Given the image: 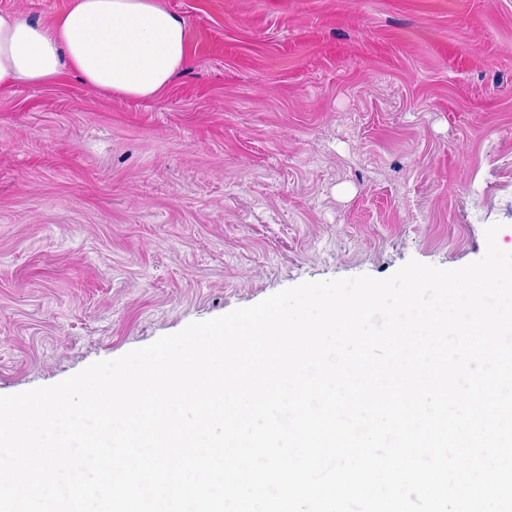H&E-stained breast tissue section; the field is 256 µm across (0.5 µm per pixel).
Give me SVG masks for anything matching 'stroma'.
<instances>
[{
	"mask_svg": "<svg viewBox=\"0 0 512 512\" xmlns=\"http://www.w3.org/2000/svg\"><path fill=\"white\" fill-rule=\"evenodd\" d=\"M149 99L0 93V395L305 281L512 245V0H158Z\"/></svg>",
	"mask_w": 512,
	"mask_h": 512,
	"instance_id": "obj_1",
	"label": "stroma"
}]
</instances>
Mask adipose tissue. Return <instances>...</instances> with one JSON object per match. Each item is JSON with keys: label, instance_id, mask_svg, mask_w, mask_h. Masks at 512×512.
Masks as SVG:
<instances>
[{"label": "adipose tissue", "instance_id": "1", "mask_svg": "<svg viewBox=\"0 0 512 512\" xmlns=\"http://www.w3.org/2000/svg\"><path fill=\"white\" fill-rule=\"evenodd\" d=\"M187 62L184 24L156 0H71L48 23L0 12V91L75 73L120 99L151 98Z\"/></svg>", "mask_w": 512, "mask_h": 512}]
</instances>
